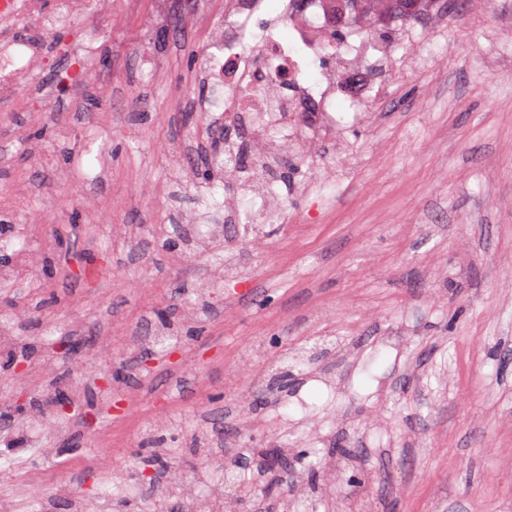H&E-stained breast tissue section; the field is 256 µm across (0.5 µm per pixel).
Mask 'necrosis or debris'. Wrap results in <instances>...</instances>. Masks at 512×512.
<instances>
[{
	"mask_svg": "<svg viewBox=\"0 0 512 512\" xmlns=\"http://www.w3.org/2000/svg\"><path fill=\"white\" fill-rule=\"evenodd\" d=\"M327 0H287L286 27L262 23L263 0H229V21L205 60L215 86L213 105L224 124L248 122L255 131L288 126L303 129L317 122L335 126L336 98L362 112L373 100L367 93L370 56L355 38L337 51V72L324 77L312 93L302 77L308 62L323 55ZM87 0H0V98L9 99L24 74V63L39 61L34 41L18 36L21 27L44 28L53 20L85 14Z\"/></svg>",
	"mask_w": 512,
	"mask_h": 512,
	"instance_id": "obj_1",
	"label": "necrosis or debris"
}]
</instances>
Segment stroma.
Segmentation results:
<instances>
[{
    "label": "stroma",
    "mask_w": 512,
    "mask_h": 512,
    "mask_svg": "<svg viewBox=\"0 0 512 512\" xmlns=\"http://www.w3.org/2000/svg\"><path fill=\"white\" fill-rule=\"evenodd\" d=\"M225 0H111L77 17V45L96 35V83L61 92L70 58L37 34L46 64L14 102H0V311L43 305L0 343V512L16 493L92 491L115 512L112 485L153 459L178 465L179 491L152 488L155 512H190L196 462L221 459L244 484L231 512L284 498L288 512H512V0H431L389 24L397 53L420 50L402 78L372 70L375 105L354 118L337 101L335 132L259 143L210 110L203 70ZM187 12L209 24L188 30ZM415 40L400 43L406 25ZM38 92L45 111H29ZM243 157L278 155L255 170L211 168L220 137ZM267 188L270 223L235 224L234 188ZM106 254L93 284L72 254ZM181 346L160 358L155 333ZM77 353H53L59 330ZM27 350L16 378L6 355ZM298 352L288 385L268 395L253 371ZM161 371L142 378L144 360ZM112 375L111 390L96 377ZM136 392L120 425L86 429L54 415L68 395L100 412L111 392ZM259 425L235 420L244 397ZM178 431L179 447L165 444ZM288 457L257 483L272 449Z\"/></svg>",
    "instance_id": "35a3bbf8"
}]
</instances>
